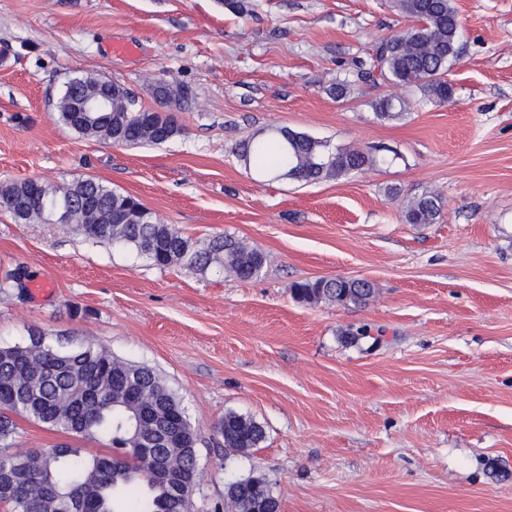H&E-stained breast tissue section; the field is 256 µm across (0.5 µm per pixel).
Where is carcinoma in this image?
Masks as SVG:
<instances>
[{
    "label": "carcinoma",
    "mask_w": 512,
    "mask_h": 512,
    "mask_svg": "<svg viewBox=\"0 0 512 512\" xmlns=\"http://www.w3.org/2000/svg\"><path fill=\"white\" fill-rule=\"evenodd\" d=\"M391 7L410 19L406 31L382 42L377 64L382 76L396 86L418 90L422 99L441 104L453 94L446 75L459 56L461 22L452 0H390ZM100 79L86 74L64 85L59 121L78 134L117 146L162 144L182 134L170 114L136 107L125 88L113 84L112 111L81 124L70 102L97 92ZM153 97L166 106H179L188 90L160 81ZM410 108L399 96H383L374 103L380 120L398 118ZM237 154L277 180L304 184L337 180L376 164L375 156L351 148L331 149L307 133L282 127L269 138L241 141ZM441 197L426 191L404 208L408 224H435ZM0 212L17 224H49L97 243L119 245L148 259L153 266H172L206 272L222 267L236 277H258L265 255L228 235H215L198 244L172 224H163L135 197L114 190L94 178L71 183L34 184L31 180L0 186ZM27 271L18 267L0 290L26 288ZM377 292L368 280L318 278L297 283L294 297L303 303L320 302L365 306ZM101 391L89 407L90 387ZM0 504L7 512H67L73 498L82 512H116L122 494L126 512H187L189 502L172 492L158 468L167 465L189 478L197 459L198 434L178 396L151 367L112 355L95 342L76 347L54 346L32 328L21 341L0 344ZM21 417L50 429L81 437L104 436L109 448L86 456L61 445L51 451L35 449L26 455L10 451ZM217 432L232 452L257 448L265 430L256 421L233 412L224 415ZM230 512H279L280 502L265 477L251 475L227 490Z\"/></svg>",
    "instance_id": "carcinoma-1"
}]
</instances>
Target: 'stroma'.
Wrapping results in <instances>:
<instances>
[{
	"mask_svg": "<svg viewBox=\"0 0 512 512\" xmlns=\"http://www.w3.org/2000/svg\"><path fill=\"white\" fill-rule=\"evenodd\" d=\"M463 35L453 95L397 94L373 61L409 25L388 0H0V185L94 177L194 240L227 234L267 256L261 276L160 269L135 252L17 224L0 213V278L52 281L0 293V343L43 330L154 368L195 426L189 512H227L231 482L264 473L280 512H512V0H453ZM130 45L127 54L113 45ZM92 74L157 103L191 91L183 132L115 146L58 121L70 78ZM350 83L346 99L327 88ZM287 127L336 147H376L377 167L316 184L260 175L235 153ZM430 189L437 223L403 219ZM366 278L363 307L307 304L294 282ZM370 328L350 343L347 334ZM234 412L265 439L248 453L216 427ZM103 442L22 419L18 451ZM153 97L159 104L163 103L166 107L180 106L181 103L188 99V90L183 86H173L166 81L156 82L152 86ZM410 108V101L405 97L383 96L374 103L375 114L380 120H393Z\"/></svg>",
	"mask_w": 512,
	"mask_h": 512,
	"instance_id": "1",
	"label": "stroma"
}]
</instances>
